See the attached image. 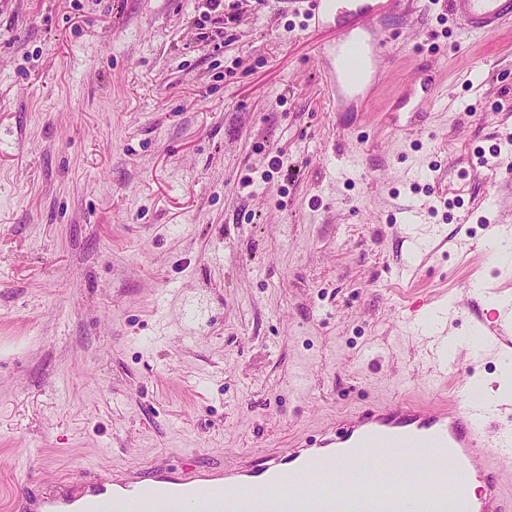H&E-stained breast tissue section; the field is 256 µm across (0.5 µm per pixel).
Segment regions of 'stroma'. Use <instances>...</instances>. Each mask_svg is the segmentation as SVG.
<instances>
[{"instance_id": "obj_1", "label": "stroma", "mask_w": 512, "mask_h": 512, "mask_svg": "<svg viewBox=\"0 0 512 512\" xmlns=\"http://www.w3.org/2000/svg\"><path fill=\"white\" fill-rule=\"evenodd\" d=\"M362 112L282 0H0V512L305 442L448 379L498 388L512 25L382 0ZM433 67V111L393 106ZM408 268V278L397 272Z\"/></svg>"}]
</instances>
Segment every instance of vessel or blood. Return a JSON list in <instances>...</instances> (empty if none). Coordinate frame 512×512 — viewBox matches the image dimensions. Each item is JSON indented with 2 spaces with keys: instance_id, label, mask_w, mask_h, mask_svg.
Here are the masks:
<instances>
[{
  "instance_id": "1",
  "label": "vessel or blood",
  "mask_w": 512,
  "mask_h": 512,
  "mask_svg": "<svg viewBox=\"0 0 512 512\" xmlns=\"http://www.w3.org/2000/svg\"><path fill=\"white\" fill-rule=\"evenodd\" d=\"M315 28L331 26L335 0H305ZM450 12L467 33L494 34L512 23V0H448ZM362 45L350 29L333 39L335 65L324 70L336 102L363 99L368 62L384 67L388 46L378 29ZM418 111H431L438 98L434 73L420 74ZM497 412L493 403L455 390L435 401L390 400L357 409L326 427L310 443L239 462L219 481L196 467L152 470L114 484H85L77 493L40 497V512H512L503 492V474L512 472V439L495 440L493 460L481 450ZM426 470L429 490L396 483L398 466ZM482 485L469 491L470 473ZM455 474L462 489L447 503L442 478Z\"/></svg>"
}]
</instances>
